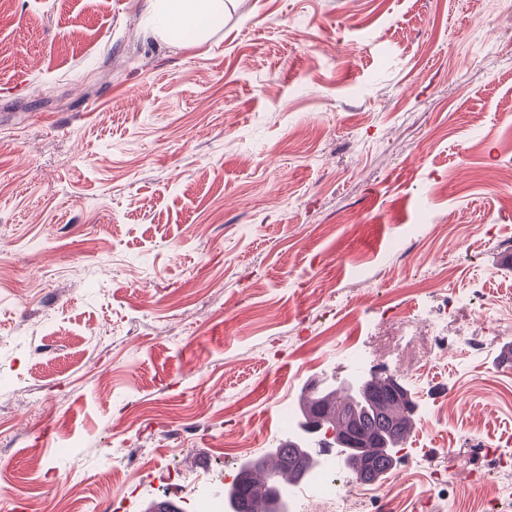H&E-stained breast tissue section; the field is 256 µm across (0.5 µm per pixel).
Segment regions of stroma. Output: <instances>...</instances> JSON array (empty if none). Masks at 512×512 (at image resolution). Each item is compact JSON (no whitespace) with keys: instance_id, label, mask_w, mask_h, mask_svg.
<instances>
[{"instance_id":"1","label":"stroma","mask_w":512,"mask_h":512,"mask_svg":"<svg viewBox=\"0 0 512 512\" xmlns=\"http://www.w3.org/2000/svg\"><path fill=\"white\" fill-rule=\"evenodd\" d=\"M147 8L0 0V512L184 505L352 348L417 405L393 512H484L512 335L465 306L410 376L370 324L422 319L451 263L512 302V0H224L169 39Z\"/></svg>"}]
</instances>
